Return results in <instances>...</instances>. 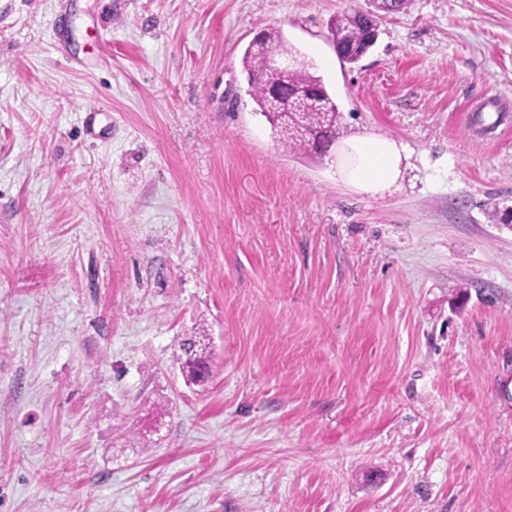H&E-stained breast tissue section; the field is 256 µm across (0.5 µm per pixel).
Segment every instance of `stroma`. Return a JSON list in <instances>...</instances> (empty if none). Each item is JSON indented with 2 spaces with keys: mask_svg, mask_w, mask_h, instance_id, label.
<instances>
[{
  "mask_svg": "<svg viewBox=\"0 0 512 512\" xmlns=\"http://www.w3.org/2000/svg\"><path fill=\"white\" fill-rule=\"evenodd\" d=\"M353 7L0 0V512H512V0H410L349 64ZM273 27L406 147L387 191L274 138ZM368 17V16H367ZM361 10L351 9L336 15L334 30L341 43L336 48L339 57L349 64L356 63L364 54L371 38L370 21ZM332 25V26H333ZM206 340L207 336H195V339L183 340L180 343V350L186 355L185 369L188 378L195 377L203 367L209 368V344L205 343Z\"/></svg>",
  "mask_w": 512,
  "mask_h": 512,
  "instance_id": "stroma-1",
  "label": "stroma"
}]
</instances>
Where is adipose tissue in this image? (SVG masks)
<instances>
[{"instance_id": "obj_1", "label": "adipose tissue", "mask_w": 512, "mask_h": 512, "mask_svg": "<svg viewBox=\"0 0 512 512\" xmlns=\"http://www.w3.org/2000/svg\"><path fill=\"white\" fill-rule=\"evenodd\" d=\"M344 162L338 163L343 182L363 193L387 189L401 176L407 159L398 142L376 135H355L340 149Z\"/></svg>"}]
</instances>
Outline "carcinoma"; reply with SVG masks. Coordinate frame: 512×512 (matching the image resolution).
I'll return each mask as SVG.
<instances>
[{
  "instance_id": "obj_1",
  "label": "carcinoma",
  "mask_w": 512,
  "mask_h": 512,
  "mask_svg": "<svg viewBox=\"0 0 512 512\" xmlns=\"http://www.w3.org/2000/svg\"><path fill=\"white\" fill-rule=\"evenodd\" d=\"M334 30L340 36L336 48L339 57L349 64L358 61L371 38V24L361 10L352 9L336 16ZM268 61L246 49L243 68L246 73L250 94L260 111L271 125L272 133L280 143L289 148L307 151L311 148H329L340 135L341 114L329 95L322 79L310 71L309 65L300 64L292 69L280 86L283 96H288L299 86L315 88L321 97V104L302 115L300 122H288V128H282L285 117L271 111L269 100L271 86L265 79ZM207 337H195L180 343V350L186 355L187 377L195 376L200 369L208 366Z\"/></svg>"
}]
</instances>
